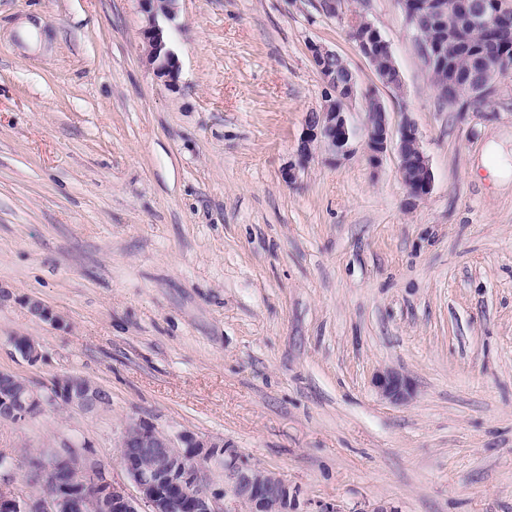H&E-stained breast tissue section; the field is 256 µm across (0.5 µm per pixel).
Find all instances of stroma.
Instances as JSON below:
<instances>
[{
    "label": "stroma",
    "mask_w": 512,
    "mask_h": 512,
    "mask_svg": "<svg viewBox=\"0 0 512 512\" xmlns=\"http://www.w3.org/2000/svg\"><path fill=\"white\" fill-rule=\"evenodd\" d=\"M357 12L402 93L349 39ZM141 27L137 0H0V369L110 395L0 423V454L68 439L120 479L118 433L142 419L230 442L302 512H512V182L487 150L512 161V78L483 111L442 109L399 0H177L173 87ZM312 41L392 126L416 123L427 197L360 140L284 179L323 102ZM386 368L414 381L408 402L374 388Z\"/></svg>",
    "instance_id": "obj_1"
}]
</instances>
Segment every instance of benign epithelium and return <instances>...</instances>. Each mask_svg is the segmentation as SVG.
Masks as SVG:
<instances>
[{"label":"benign epithelium","mask_w":512,"mask_h":512,"mask_svg":"<svg viewBox=\"0 0 512 512\" xmlns=\"http://www.w3.org/2000/svg\"><path fill=\"white\" fill-rule=\"evenodd\" d=\"M138 2L143 15L140 36L146 61L156 77L172 86L179 78L180 62L168 47L162 21L175 19L177 0ZM400 5L411 28L448 7L446 0H400ZM457 7L470 18L488 16L486 0H457ZM348 34L369 61L382 52L389 69L398 70L390 43L371 22L351 20ZM416 43L427 64L448 65L440 41L418 34ZM308 50L328 94L320 108L306 114V131L296 147V162L288 165L284 178L293 180L296 169L306 166L317 151L332 161L349 156L353 141L360 136L374 164L389 149L396 151L399 177L412 201L429 195L434 174L415 122L406 118L395 132L388 113L377 112L375 119L367 117L362 127H357L349 112L357 97L348 96L339 109L335 105L336 87L353 85L354 73L347 65L339 75L328 68L339 57L329 47L311 42ZM11 344L30 363L42 357L40 346L29 336H14ZM372 383L384 399L394 404L407 402L415 392L412 380L391 368L376 372ZM54 402L93 413L108 405L110 397L100 387L90 386L72 374L61 375L49 388L39 390L13 373L0 370L1 423H21ZM118 448L123 480L111 477L99 461L72 441H65L59 449L42 456V472L55 487L49 497L33 492L18 496L6 489L14 480L17 464L10 457L1 456L0 512H85L87 487L94 494V512H298L297 495L288 482L280 474L252 464L228 442L202 438L187 430L172 434L147 421L130 419L119 432ZM216 469L222 470L224 476L222 489L214 488L211 481Z\"/></svg>","instance_id":"7a95c632"}]
</instances>
